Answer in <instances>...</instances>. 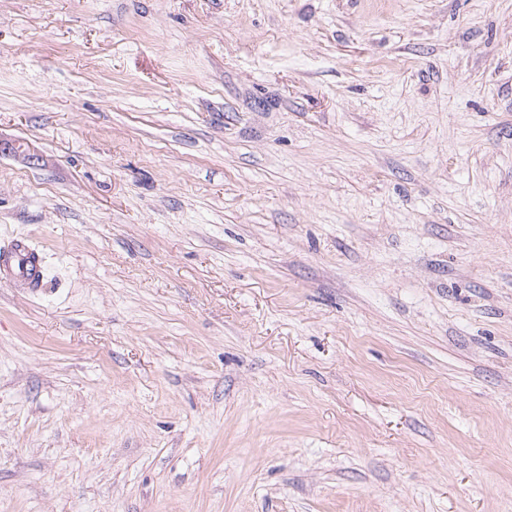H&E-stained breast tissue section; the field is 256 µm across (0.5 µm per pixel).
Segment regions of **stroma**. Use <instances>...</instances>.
Instances as JSON below:
<instances>
[{
	"instance_id": "35a3bbf8",
	"label": "stroma",
	"mask_w": 512,
	"mask_h": 512,
	"mask_svg": "<svg viewBox=\"0 0 512 512\" xmlns=\"http://www.w3.org/2000/svg\"><path fill=\"white\" fill-rule=\"evenodd\" d=\"M0 512H512V0H0ZM9 276L28 288H40L46 277L39 252L26 238H16L0 246V276Z\"/></svg>"
}]
</instances>
